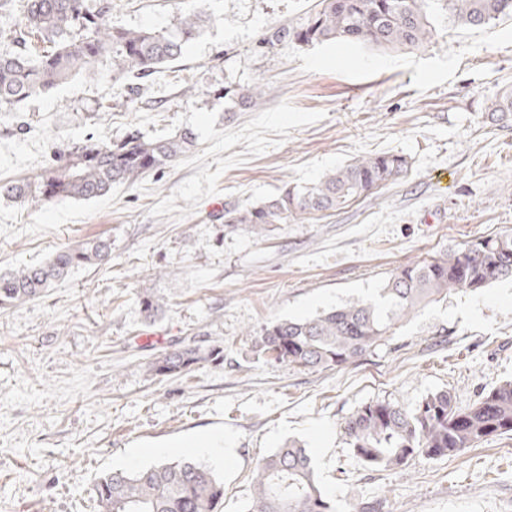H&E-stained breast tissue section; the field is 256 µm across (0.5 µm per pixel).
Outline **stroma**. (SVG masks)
I'll return each instance as SVG.
<instances>
[{
  "instance_id": "35a3bbf8",
  "label": "stroma",
  "mask_w": 512,
  "mask_h": 512,
  "mask_svg": "<svg viewBox=\"0 0 512 512\" xmlns=\"http://www.w3.org/2000/svg\"><path fill=\"white\" fill-rule=\"evenodd\" d=\"M316 0H112L126 29L209 20L181 58L142 77L75 79L0 115V180L29 177L53 149L93 135L153 140L183 128L194 147L92 199L34 211L0 198V272L40 265L102 236L112 258L46 296L0 311V512H98L110 470L154 463L147 447L222 435L232 464L224 512H240L255 461L285 441L313 451L335 512H512V436L402 470L365 468L341 427L361 404L413 409L446 390L469 404L512 379V281L460 293L402 319L384 344L331 369L258 361L253 338L283 318L367 299L396 268L478 236L512 233V19L458 25L440 5L419 48L355 42L260 48ZM266 88L253 108L231 91ZM409 162L395 182L326 216L252 237L224 212L378 153ZM150 290L163 305L146 323ZM219 345L224 360L177 377L145 362L171 345Z\"/></svg>"
}]
</instances>
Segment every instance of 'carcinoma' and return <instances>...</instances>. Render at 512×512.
<instances>
[{"mask_svg":"<svg viewBox=\"0 0 512 512\" xmlns=\"http://www.w3.org/2000/svg\"><path fill=\"white\" fill-rule=\"evenodd\" d=\"M448 19L481 27L512 18V0H441ZM430 0H319L318 9L297 26H280L263 40L272 49L284 40L297 45L351 41L383 48H416L432 36ZM208 17L183 13L172 30H137L112 25L110 0H23L21 13L0 34L9 47L0 53V106L17 107L48 94L82 74L95 80L100 57L115 76H147L181 57L200 35ZM265 88L256 85L237 101L258 104ZM185 128L149 140L133 130L122 140L86 139L56 151L33 177L0 183V196L38 210L59 200H91L113 187L159 170L193 146ZM399 154L355 159L298 189L289 185L245 209L224 210V223L240 224L256 238L275 224L325 215L368 191L393 182L407 171ZM112 243L95 238L56 251L38 266L0 272V309L43 296L74 270L105 265ZM512 279V233L479 237L442 255L398 268L377 294L357 303L329 308L302 319L272 321L255 339L254 353L271 366H343L381 345L404 317L450 295L476 291ZM145 318L154 321L162 307L145 293ZM224 359V350L196 344L175 346L146 363L156 377L185 374L202 362ZM346 444L368 469H403L416 457L441 459L497 436H512V381H505L466 406L450 392L427 395L412 410L389 400L367 402L344 422ZM252 491L241 512H332L316 476L311 455L288 441L262 456L251 476ZM99 512H223L224 479L210 467L181 460L100 476L95 484Z\"/></svg>","mask_w":512,"mask_h":512,"instance_id":"cac0c4a2","label":"carcinoma"}]
</instances>
